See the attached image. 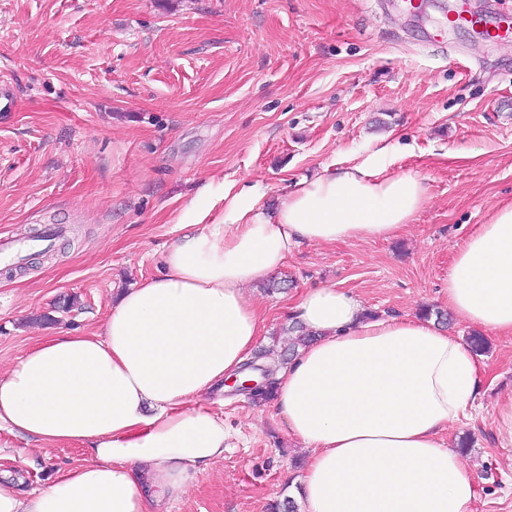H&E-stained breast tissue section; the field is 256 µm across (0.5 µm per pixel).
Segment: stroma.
I'll list each match as a JSON object with an SVG mask.
<instances>
[{
    "instance_id": "obj_1",
    "label": "stroma",
    "mask_w": 512,
    "mask_h": 512,
    "mask_svg": "<svg viewBox=\"0 0 512 512\" xmlns=\"http://www.w3.org/2000/svg\"><path fill=\"white\" fill-rule=\"evenodd\" d=\"M467 4L488 19L512 0H0V240L50 226L49 253L0 263V372L44 336L89 334L119 288L160 273L175 219L208 183L258 180L277 202L302 177L391 147L425 206L386 240L293 249L252 293L275 347L301 293L336 285L382 316L448 307V268L499 203L512 201V42L441 28ZM486 377L444 434L470 437L471 512H512V447L497 404L512 395V335L486 332ZM231 446L167 512H267L308 453L272 405L224 397ZM76 443L0 430V473L22 492L86 459Z\"/></svg>"
}]
</instances>
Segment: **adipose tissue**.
<instances>
[{
  "mask_svg": "<svg viewBox=\"0 0 512 512\" xmlns=\"http://www.w3.org/2000/svg\"><path fill=\"white\" fill-rule=\"evenodd\" d=\"M266 195L260 181L234 194L205 185L161 273L124 289L98 333L42 338L0 376V429L89 455L40 491L0 479V512H159L179 499L228 446L205 401L239 377L263 329L250 287L301 242L393 236L426 187L373 155L323 168L276 205ZM448 306L512 335V202L452 261ZM292 311L316 335L277 371L273 400L309 451L300 512H470L477 477L442 438L480 390L470 347L429 320L367 317L334 285L305 290Z\"/></svg>",
  "mask_w": 512,
  "mask_h": 512,
  "instance_id": "ef3b65f1",
  "label": "adipose tissue"
}]
</instances>
